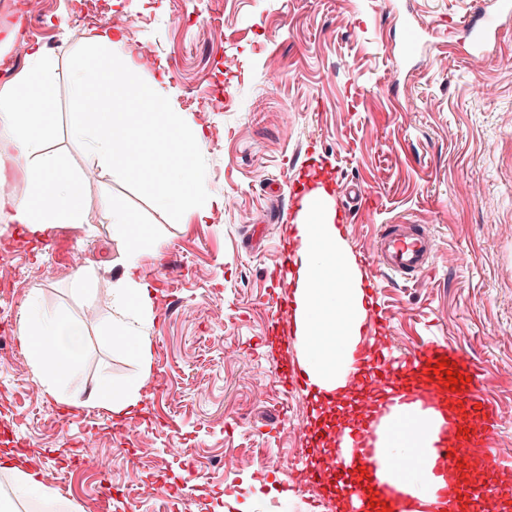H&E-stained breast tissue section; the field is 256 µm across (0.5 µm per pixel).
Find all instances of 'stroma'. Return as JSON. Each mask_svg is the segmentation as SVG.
Wrapping results in <instances>:
<instances>
[{
  "label": "stroma",
  "instance_id": "1",
  "mask_svg": "<svg viewBox=\"0 0 512 512\" xmlns=\"http://www.w3.org/2000/svg\"><path fill=\"white\" fill-rule=\"evenodd\" d=\"M71 8L40 0L33 37L57 89L48 150L98 178L85 223L57 225L41 256L0 223V268L27 277L0 325L13 335L34 293L75 321L93 308L72 386L137 377L105 336L125 244L102 206H125L163 244L141 275L155 302L152 373L169 390L143 387L125 440L122 419L90 401L67 405L27 351L0 342V449L20 447L21 465L58 489L55 512H339L326 484L305 479L311 399L279 377L298 362L294 328L275 308L283 247L300 197L320 185L374 287L392 354L444 337L482 366L504 419L496 471L512 477V21L477 59L466 27L494 0H106L128 54L165 65L174 107L205 134L204 186L228 201L206 224L157 209L150 186L98 166L71 138L73 64L93 33ZM214 96L223 108L200 111ZM386 224L426 227L428 273L372 261ZM84 266L94 276L79 289ZM88 448L111 459L109 488L71 463ZM143 480L162 485V501L133 502Z\"/></svg>",
  "mask_w": 512,
  "mask_h": 512
}]
</instances>
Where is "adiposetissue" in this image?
I'll list each match as a JSON object with an SVG mask.
<instances>
[{
  "label": "adipose tissue",
  "instance_id": "obj_1",
  "mask_svg": "<svg viewBox=\"0 0 512 512\" xmlns=\"http://www.w3.org/2000/svg\"><path fill=\"white\" fill-rule=\"evenodd\" d=\"M125 55V33L109 27L87 44L75 59L72 95L80 106L71 136L103 166L120 162L127 180L151 185L154 203L163 210L186 212L207 223L223 199L203 187L199 153L204 135L191 115L170 105V76L156 65L151 78H143L136 63L116 66ZM27 70L0 83V130L11 136L25 178V191L0 195V213L15 232L48 235L59 224H80L89 201L81 175L69 170L47 150L55 131L52 106L54 84L47 73L42 47L30 44ZM124 95V105L107 112L102 102L109 93ZM106 218L126 243L121 276L113 283L108 334L140 366V375L123 388L101 378L92 388L96 403L113 414L127 416L141 400L150 375L154 300L141 276L146 252H159V241L149 239L135 215L108 204ZM301 248L296 262L294 325L300 364L311 384L326 390H344L352 353L362 342L366 321L361 273L344 246L336 225V212L324 186L306 194L296 224ZM17 334L46 385L70 380L84 347V326L65 313L30 306ZM400 414L385 417L380 439L376 480L380 485L401 483L406 492L429 504H442L443 477L433 472L439 443L441 412L429 409L412 416V433L397 435ZM402 471H394L395 463Z\"/></svg>",
  "mask_w": 512,
  "mask_h": 512
}]
</instances>
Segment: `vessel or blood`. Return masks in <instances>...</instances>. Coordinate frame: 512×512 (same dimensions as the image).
I'll return each mask as SVG.
<instances>
[{"label":"vessel or blood","mask_w":512,"mask_h":512,"mask_svg":"<svg viewBox=\"0 0 512 512\" xmlns=\"http://www.w3.org/2000/svg\"><path fill=\"white\" fill-rule=\"evenodd\" d=\"M432 250V240L423 226L392 224L381 235L377 254L384 267L406 276L427 272ZM355 357L359 360L371 357L376 364L360 376L356 386L365 402L357 430L351 437L355 453L350 460L339 461L335 468L336 484L343 492L347 512H372L361 500L360 483L375 465L374 414L378 396L383 392L402 404L418 402L430 406L442 400L451 404L436 450L437 467L446 481L443 497L452 500L477 497L493 506L512 495V486L508 484L489 482L473 486L457 479L458 473L473 460L490 455L489 441L501 427L497 411L485 405L480 395L479 369L463 349L442 339L395 357L389 354L387 339L382 336L376 345H362ZM440 361L452 363L455 371L462 374L463 383L454 388L448 386L445 372L435 369Z\"/></svg>","instance_id":"vessel-or-blood-1"}]
</instances>
